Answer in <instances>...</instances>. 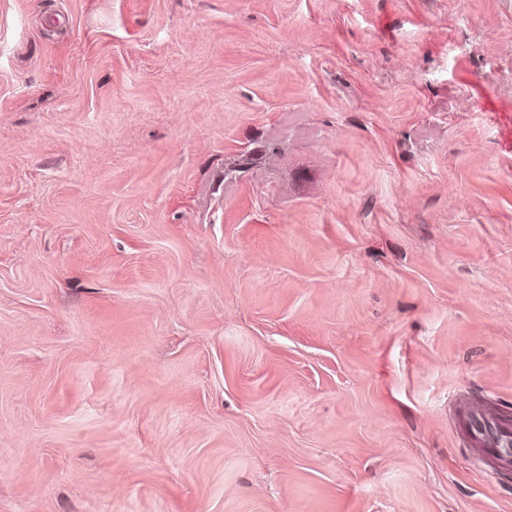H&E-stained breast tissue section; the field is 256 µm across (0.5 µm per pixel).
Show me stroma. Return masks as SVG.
Instances as JSON below:
<instances>
[{"instance_id":"1","label":"stroma","mask_w":512,"mask_h":512,"mask_svg":"<svg viewBox=\"0 0 512 512\" xmlns=\"http://www.w3.org/2000/svg\"><path fill=\"white\" fill-rule=\"evenodd\" d=\"M512 0H0V512H512ZM459 424L472 444L481 449L487 463L494 466L511 464L512 426L499 425L492 430L483 417L466 407L459 412Z\"/></svg>"}]
</instances>
